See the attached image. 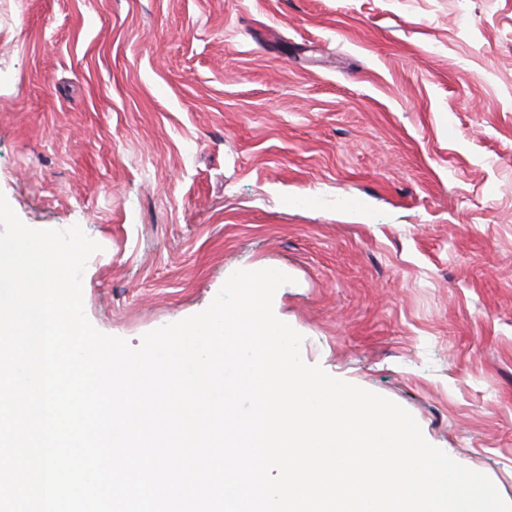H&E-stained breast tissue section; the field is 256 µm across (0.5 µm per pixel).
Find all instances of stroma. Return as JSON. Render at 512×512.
<instances>
[{"label": "stroma", "instance_id": "35a3bbf8", "mask_svg": "<svg viewBox=\"0 0 512 512\" xmlns=\"http://www.w3.org/2000/svg\"><path fill=\"white\" fill-rule=\"evenodd\" d=\"M0 192L139 346L235 271L512 502V0H0Z\"/></svg>", "mask_w": 512, "mask_h": 512}]
</instances>
